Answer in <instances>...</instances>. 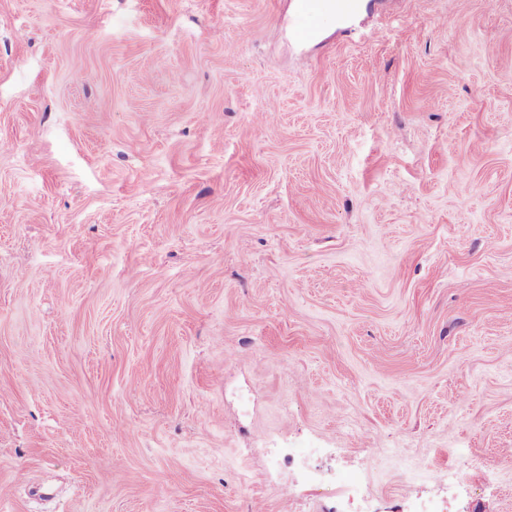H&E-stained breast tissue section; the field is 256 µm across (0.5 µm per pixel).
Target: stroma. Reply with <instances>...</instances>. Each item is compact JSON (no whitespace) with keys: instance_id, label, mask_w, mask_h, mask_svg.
Returning <instances> with one entry per match:
<instances>
[{"instance_id":"1","label":"stroma","mask_w":512,"mask_h":512,"mask_svg":"<svg viewBox=\"0 0 512 512\" xmlns=\"http://www.w3.org/2000/svg\"><path fill=\"white\" fill-rule=\"evenodd\" d=\"M294 4L0 0V512H512V0Z\"/></svg>"}]
</instances>
